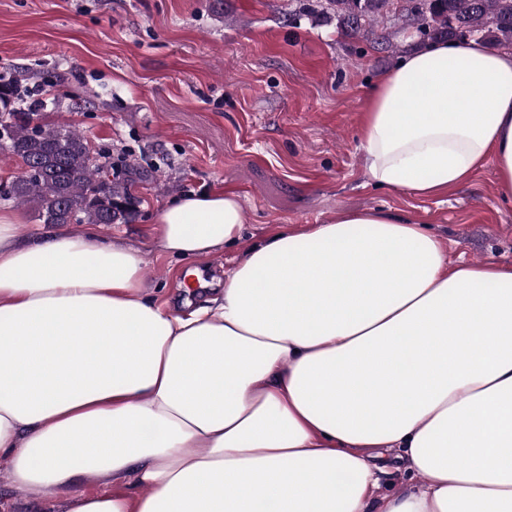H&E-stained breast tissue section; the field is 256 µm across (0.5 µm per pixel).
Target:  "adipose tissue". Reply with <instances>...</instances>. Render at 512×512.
I'll return each instance as SVG.
<instances>
[{
	"mask_svg": "<svg viewBox=\"0 0 512 512\" xmlns=\"http://www.w3.org/2000/svg\"><path fill=\"white\" fill-rule=\"evenodd\" d=\"M361 147L377 186L436 196L490 165L512 200V49L408 53L371 86ZM21 222L0 209L16 488L65 512H512V267L342 212L252 245L222 293L177 314L139 249ZM154 222L157 252L197 259L239 242L244 207L191 193ZM373 448L402 451L414 487L380 494Z\"/></svg>",
	"mask_w": 512,
	"mask_h": 512,
	"instance_id": "adipose-tissue-1",
	"label": "adipose tissue"
}]
</instances>
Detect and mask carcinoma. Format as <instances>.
<instances>
[{
  "label": "carcinoma",
  "instance_id": "carcinoma-1",
  "mask_svg": "<svg viewBox=\"0 0 512 512\" xmlns=\"http://www.w3.org/2000/svg\"><path fill=\"white\" fill-rule=\"evenodd\" d=\"M317 12L336 19L347 36L399 47L400 35L452 41L475 38L512 46V0H290L288 14ZM49 83L23 67L0 69V150L20 159L23 171L0 184V201L33 209L44 224H130L137 214L132 187L153 183L160 166L122 161L110 175L111 157L97 151L72 125L47 121L45 108L62 99L39 98Z\"/></svg>",
  "mask_w": 512,
  "mask_h": 512
}]
</instances>
